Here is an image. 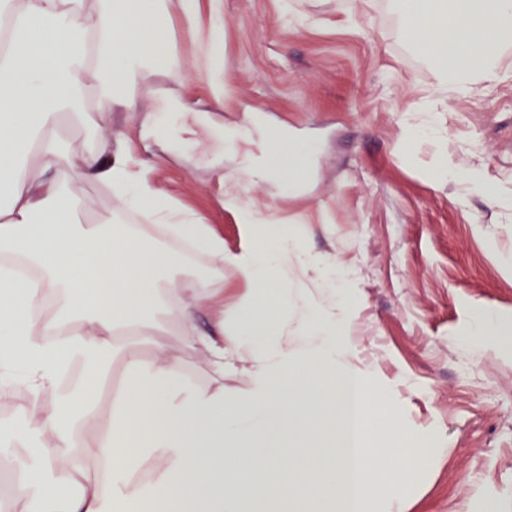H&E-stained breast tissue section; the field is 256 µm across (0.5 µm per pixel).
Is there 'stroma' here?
<instances>
[{
    "label": "stroma",
    "instance_id": "stroma-1",
    "mask_svg": "<svg viewBox=\"0 0 512 512\" xmlns=\"http://www.w3.org/2000/svg\"><path fill=\"white\" fill-rule=\"evenodd\" d=\"M224 27L226 110L199 76L197 47L177 9L164 21L174 62L136 88L133 106L103 129H68L80 153L111 141L154 187L223 239L244 244L225 209L236 185L295 230L323 266L343 263L359 276L354 340L376 383L398 398V416L433 436L437 452L422 481L404 492L405 512H512V345L469 343L484 313L512 324V43L499 46L506 77L448 102L442 138L409 136L423 121L417 102L438 84L430 58L405 41L395 0H366L358 27L339 0H201V21ZM186 99V112H162L161 96ZM266 111L317 159L285 193L248 183L224 147V127L240 111ZM191 125L174 143L163 125ZM473 168L499 190L497 200L450 180ZM85 216L110 210L126 219L101 183L74 184ZM183 372L211 391L241 393L245 374L214 373L206 350L184 349ZM126 384L115 360L102 379L99 408L83 423L97 435Z\"/></svg>",
    "mask_w": 512,
    "mask_h": 512
}]
</instances>
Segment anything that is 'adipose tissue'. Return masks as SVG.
Instances as JSON below:
<instances>
[{"label": "adipose tissue", "mask_w": 512, "mask_h": 512, "mask_svg": "<svg viewBox=\"0 0 512 512\" xmlns=\"http://www.w3.org/2000/svg\"><path fill=\"white\" fill-rule=\"evenodd\" d=\"M168 2L0 0V19L11 26L8 55L0 57V398L17 380L40 398L30 424L10 436L34 450L16 497L31 512H240L245 502L254 512H404L400 491L421 481L432 438L399 420L395 395L373 384L358 355L354 272L319 269L296 235L234 187L224 206L238 213L250 242L225 253L223 240L158 194L123 151L106 142L80 158L60 131L65 120L111 126L113 113L132 107L133 89L170 67ZM177 2L210 82L223 91V32L200 31L199 0ZM400 4L404 39L430 53L442 85L419 111H446V95L502 80L494 47L512 40V0ZM273 134L290 139L248 109L243 125L225 127L224 145L248 181L298 186L315 157L305 151L286 160L267 148ZM90 177L167 234L119 223L108 211L82 219L69 186ZM179 241L205 253L207 264L191 266ZM290 255L319 270L328 303L291 288L281 273ZM228 264L250 285L229 310L217 300ZM174 277L186 327L198 311L216 312L187 348L206 349L217 371L243 370L246 393L193 386L180 353L164 343L151 362L135 344L118 345L121 325L152 340ZM51 292L64 305L46 317L40 306ZM286 316L296 321L293 345L282 335ZM118 358L128 387L110 407L106 431L78 439L81 419L99 406L96 386ZM73 364L81 377L61 384ZM44 430L51 443H41ZM75 453L111 462V483L80 482ZM145 460L155 471L149 480L138 476Z\"/></svg>", "instance_id": "ef3b65f1"}]
</instances>
